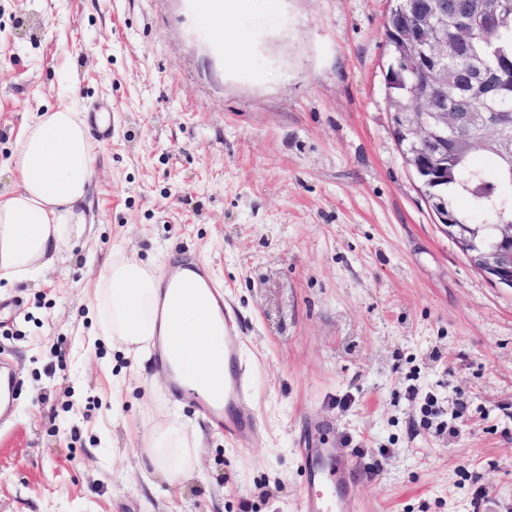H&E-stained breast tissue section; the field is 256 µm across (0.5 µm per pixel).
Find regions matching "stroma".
I'll list each match as a JSON object with an SVG mask.
<instances>
[{
	"label": "stroma",
	"mask_w": 512,
	"mask_h": 512,
	"mask_svg": "<svg viewBox=\"0 0 512 512\" xmlns=\"http://www.w3.org/2000/svg\"><path fill=\"white\" fill-rule=\"evenodd\" d=\"M196 0H0V189L29 113L109 109L93 227L0 288V512H298L332 448L362 512H512V289L448 237L393 134L389 0H257L234 54ZM219 281L259 428L229 435L157 352L102 335L112 253ZM201 436L170 487L133 449Z\"/></svg>",
	"instance_id": "35a3bbf8"
}]
</instances>
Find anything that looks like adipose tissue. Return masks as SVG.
Masks as SVG:
<instances>
[{"instance_id": "obj_1", "label": "adipose tissue", "mask_w": 512, "mask_h": 512, "mask_svg": "<svg viewBox=\"0 0 512 512\" xmlns=\"http://www.w3.org/2000/svg\"><path fill=\"white\" fill-rule=\"evenodd\" d=\"M68 104L31 113L8 160L16 187L0 193V282L13 286L51 269L66 237H81L88 223L84 209L97 146L84 114L69 89ZM204 289L208 300L221 298L219 287L190 269L172 271L133 257L107 263L94 283L101 327L130 352L148 353L166 335L164 309H177L183 330L204 347L207 357L224 354L221 316H201L189 302L177 300L179 285ZM198 441L178 419L153 429L138 451L142 464L167 482L189 478L197 463Z\"/></svg>"}]
</instances>
